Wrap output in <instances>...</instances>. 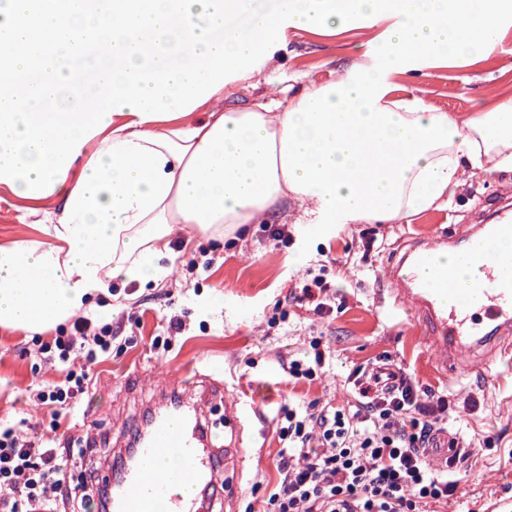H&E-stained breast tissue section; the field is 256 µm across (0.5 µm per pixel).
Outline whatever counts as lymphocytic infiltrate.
<instances>
[{"mask_svg":"<svg viewBox=\"0 0 512 512\" xmlns=\"http://www.w3.org/2000/svg\"><path fill=\"white\" fill-rule=\"evenodd\" d=\"M123 346L106 314L75 318L71 329L40 342L41 360L62 378L35 395L50 408L49 423L26 417L0 423V512H55L57 499L72 496L82 512L95 507L94 490L74 485L67 474L58 431L77 410L93 367ZM348 380L351 408L317 401L279 408L283 478L267 512H422L447 503L458 488L452 467L471 451L454 449L441 467L429 457L445 398L419 387L397 365L358 367Z\"/></svg>","mask_w":512,"mask_h":512,"instance_id":"f902f5d3","label":"lymphocytic infiltrate"}]
</instances>
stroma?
Returning a JSON list of instances; mask_svg holds the SVG:
<instances>
[{"mask_svg":"<svg viewBox=\"0 0 512 512\" xmlns=\"http://www.w3.org/2000/svg\"><path fill=\"white\" fill-rule=\"evenodd\" d=\"M363 30L310 38L290 37L288 60L242 81L234 95L243 105L266 91L268 80L308 74L319 81L348 55L365 52ZM415 95L446 112H470L484 100L512 98V38L496 54L475 65L440 66L410 83ZM512 192V173H476L442 210H427L395 224H340L332 237L311 236L308 225L292 224L288 246L274 245L262 224L224 238L175 237L176 269L159 282L111 280L113 295H100L94 308L112 314V326L130 339L123 351L97 365L95 381L81 400V412L68 418L66 439L95 441L102 469L114 451L127 447L129 433L177 383L190 382L191 371L206 380L228 384L250 415L244 445L252 457L238 482L234 512H262L264 500L279 481L276 464L281 445L275 415L287 402L314 400L344 405L347 375L358 366L394 360L408 369L419 387L448 400V421L461 422L476 455L460 474L456 496L440 512H512V361L448 380L432 371L427 347L411 313L389 315L387 263L404 236L469 224L475 207L491 208ZM48 215L34 214L0 190V244L17 239H44ZM210 262L185 280L189 260ZM324 277L335 300L333 313L318 314L290 303L300 281ZM285 314L278 329L270 317ZM177 314L185 323L170 351L154 350L163 316ZM321 338L334 357L331 376L311 382L289 381L284 364L299 356L310 338ZM36 346L23 333L0 330V420L32 415L48 420L33 393L57 380L58 372L36 369Z\"/></svg>","mask_w":512,"mask_h":512,"instance_id":"obj_1","label":"stroma"}]
</instances>
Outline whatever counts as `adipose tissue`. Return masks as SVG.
Instances as JSON below:
<instances>
[{"label": "adipose tissue", "instance_id": "ef3b65f1", "mask_svg": "<svg viewBox=\"0 0 512 512\" xmlns=\"http://www.w3.org/2000/svg\"><path fill=\"white\" fill-rule=\"evenodd\" d=\"M244 15L260 39L237 34ZM353 29L372 51L334 78L224 107L289 34ZM511 35L512 0H290L273 14L247 0H0V188L51 217L49 242L0 245V329L40 333L111 279L166 278L186 227L393 224L447 208L476 173L512 171L511 99L452 113L407 87ZM54 100L63 109L42 111Z\"/></svg>", "mask_w": 512, "mask_h": 512}]
</instances>
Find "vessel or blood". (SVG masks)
Masks as SVG:
<instances>
[{
  "instance_id": "vessel-or-blood-1",
  "label": "vessel or blood",
  "mask_w": 512,
  "mask_h": 512,
  "mask_svg": "<svg viewBox=\"0 0 512 512\" xmlns=\"http://www.w3.org/2000/svg\"><path fill=\"white\" fill-rule=\"evenodd\" d=\"M472 232L489 241L512 239V210L501 211L495 223L474 225ZM448 253L465 257L479 272L462 303L450 301L448 286L431 287L423 276ZM505 262L491 253H471L452 231L417 234L395 253L390 268L399 297L416 315L441 379L485 368L512 337V280L499 276ZM219 392L216 386L203 388L195 401L174 392L151 410L148 433L125 452L112 479L110 512H213L209 489L218 485L225 505L233 504L236 476L246 460L247 413L239 401L225 402L224 438L216 440L204 407Z\"/></svg>"
}]
</instances>
